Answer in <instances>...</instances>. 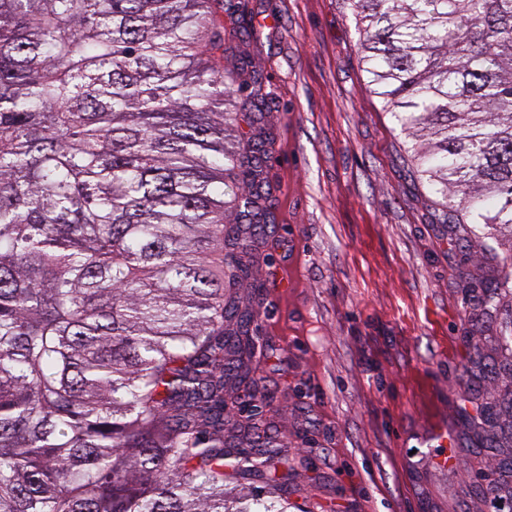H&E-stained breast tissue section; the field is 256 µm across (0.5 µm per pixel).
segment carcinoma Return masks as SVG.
<instances>
[{
    "mask_svg": "<svg viewBox=\"0 0 512 512\" xmlns=\"http://www.w3.org/2000/svg\"><path fill=\"white\" fill-rule=\"evenodd\" d=\"M373 94L450 222L512 236V0H349ZM224 72V0H0V512H288L245 483L286 444L259 411L261 287L241 253L270 139ZM512 288V256L484 303Z\"/></svg>",
    "mask_w": 512,
    "mask_h": 512,
    "instance_id": "1",
    "label": "carcinoma"
}]
</instances>
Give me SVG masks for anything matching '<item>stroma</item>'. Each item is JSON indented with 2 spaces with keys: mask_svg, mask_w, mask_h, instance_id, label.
Here are the masks:
<instances>
[{
  "mask_svg": "<svg viewBox=\"0 0 512 512\" xmlns=\"http://www.w3.org/2000/svg\"><path fill=\"white\" fill-rule=\"evenodd\" d=\"M224 2L261 32L224 62L261 78L279 226L244 258L264 295L234 289L263 308L254 421L288 439L254 486L286 487L288 512H512L472 483L500 470L481 411L512 432V289L481 303L512 238L449 230L370 91L346 0ZM441 425L446 447L424 444Z\"/></svg>",
  "mask_w": 512,
  "mask_h": 512,
  "instance_id": "35a3bbf8",
  "label": "stroma"
}]
</instances>
